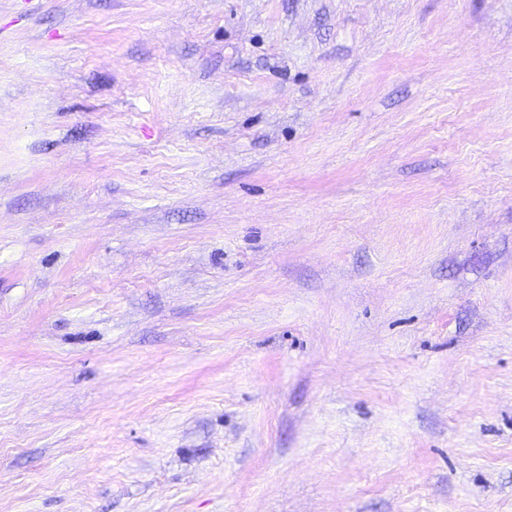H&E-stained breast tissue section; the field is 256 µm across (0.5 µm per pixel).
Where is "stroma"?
<instances>
[{
    "label": "stroma",
    "mask_w": 512,
    "mask_h": 512,
    "mask_svg": "<svg viewBox=\"0 0 512 512\" xmlns=\"http://www.w3.org/2000/svg\"><path fill=\"white\" fill-rule=\"evenodd\" d=\"M0 512H512V0H0Z\"/></svg>",
    "instance_id": "1"
}]
</instances>
